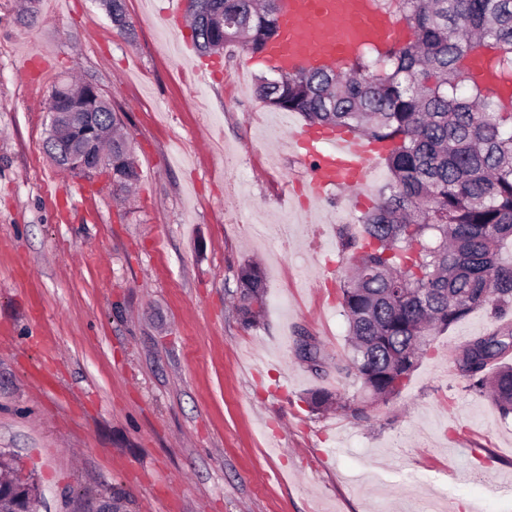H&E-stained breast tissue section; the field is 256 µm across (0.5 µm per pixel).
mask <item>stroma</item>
Masks as SVG:
<instances>
[{
  "label": "stroma",
  "mask_w": 512,
  "mask_h": 512,
  "mask_svg": "<svg viewBox=\"0 0 512 512\" xmlns=\"http://www.w3.org/2000/svg\"><path fill=\"white\" fill-rule=\"evenodd\" d=\"M173 0H0V450L39 484L40 512H512V416L452 362L497 321L478 309L435 337L400 394L356 420L307 392L361 395L346 371L337 228L389 179L320 202L303 125L263 106L265 68L190 49ZM98 85L141 179L129 199L45 151L54 82ZM268 306L242 325L236 272ZM320 370L298 355L301 337ZM238 291L236 310L246 327H253L267 306V287L261 266L255 262L244 263L237 272ZM257 303V308H254Z\"/></svg>",
  "instance_id": "35a3bbf8"
}]
</instances>
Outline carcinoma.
Segmentation results:
<instances>
[{
    "instance_id": "obj_1",
    "label": "carcinoma",
    "mask_w": 512,
    "mask_h": 512,
    "mask_svg": "<svg viewBox=\"0 0 512 512\" xmlns=\"http://www.w3.org/2000/svg\"><path fill=\"white\" fill-rule=\"evenodd\" d=\"M192 41L203 53L219 35L211 16L224 15V52L262 55L279 32L282 0H197ZM399 16L409 37L366 44L342 67L303 65L261 76L256 97L267 107L298 112L311 126L344 128L383 145L388 182L358 224L337 228L349 275L340 304L349 323L352 369L372 400L398 395L433 337L478 308L496 316L512 309V263L500 259L512 242V0H375ZM131 32L124 0H112V22ZM481 59L499 87L476 80ZM47 115L83 112L79 87L54 84ZM106 132L100 148L117 157L131 150L116 134L120 119L105 101L91 115ZM48 155L61 168L93 179V159L71 165L77 146L48 135ZM139 166H119L113 193L140 180ZM236 310L254 326L267 306L261 266L237 272ZM512 323L475 338L456 354L466 390L512 414ZM311 413L341 410L355 419L365 407L328 391L311 393ZM25 490L0 497V512H16Z\"/></svg>"
}]
</instances>
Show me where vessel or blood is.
<instances>
[{"label": "vessel or blood", "instance_id": "1", "mask_svg": "<svg viewBox=\"0 0 512 512\" xmlns=\"http://www.w3.org/2000/svg\"><path fill=\"white\" fill-rule=\"evenodd\" d=\"M400 36V26L376 11L372 0H286L280 34L266 57L287 65L339 63L360 43L382 44ZM292 138L316 162L308 183L316 200L362 185L370 162L383 153L380 144L341 129L301 128Z\"/></svg>", "mask_w": 512, "mask_h": 512}]
</instances>
